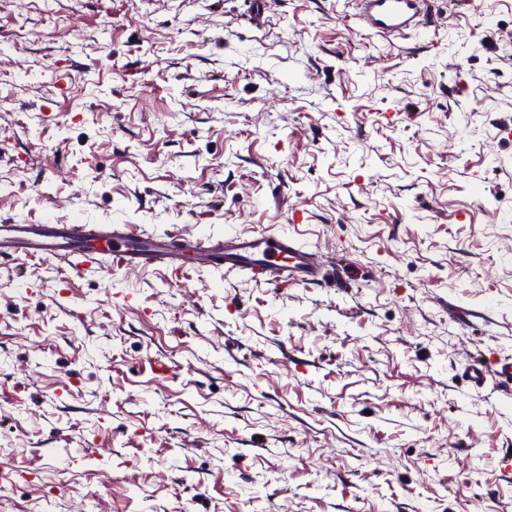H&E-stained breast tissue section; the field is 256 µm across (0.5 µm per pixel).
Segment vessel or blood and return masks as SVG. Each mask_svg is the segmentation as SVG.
<instances>
[{"label": "vessel or blood", "mask_w": 512, "mask_h": 512, "mask_svg": "<svg viewBox=\"0 0 512 512\" xmlns=\"http://www.w3.org/2000/svg\"><path fill=\"white\" fill-rule=\"evenodd\" d=\"M361 19L376 32L399 35L419 28L430 0H358ZM40 256L59 261L76 274L102 260L111 268L153 266L183 275L186 266L214 273H244L251 280L279 287L285 284L321 287L334 280L312 246L274 229L249 233L226 231L218 237L192 240L177 232L148 237L128 224H26L0 222V264L19 257ZM499 388L512 391V362L489 369L480 359L470 360L462 378L474 391L488 375Z\"/></svg>", "instance_id": "obj_1"}]
</instances>
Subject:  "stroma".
Masks as SVG:
<instances>
[{"instance_id": "35a3bbf8", "label": "stroma", "mask_w": 512, "mask_h": 512, "mask_svg": "<svg viewBox=\"0 0 512 512\" xmlns=\"http://www.w3.org/2000/svg\"><path fill=\"white\" fill-rule=\"evenodd\" d=\"M0 0V219L301 237L347 288L0 267V512H512V0ZM135 292V305L122 296ZM360 18L377 33L401 35L406 30L426 26L421 22L430 0H357ZM489 372L484 361L472 359L464 366L462 379L471 390L479 391L486 385Z\"/></svg>"}]
</instances>
